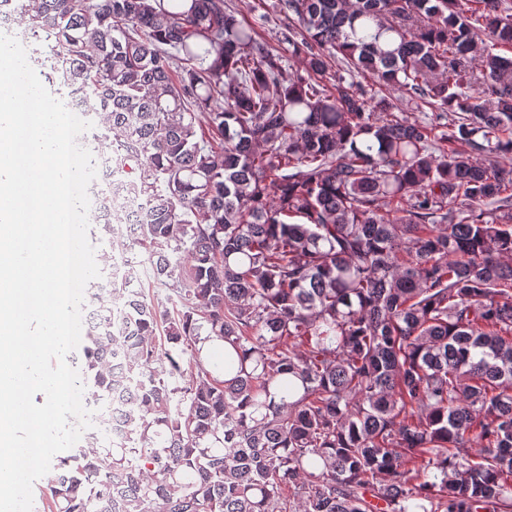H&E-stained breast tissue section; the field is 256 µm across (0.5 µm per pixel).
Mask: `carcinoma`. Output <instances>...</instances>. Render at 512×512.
<instances>
[{
	"mask_svg": "<svg viewBox=\"0 0 512 512\" xmlns=\"http://www.w3.org/2000/svg\"><path fill=\"white\" fill-rule=\"evenodd\" d=\"M278 6L288 81L225 0H0L104 148L80 364L125 403L45 500L512 512V6Z\"/></svg>",
	"mask_w": 512,
	"mask_h": 512,
	"instance_id": "cac0c4a2",
	"label": "carcinoma"
}]
</instances>
